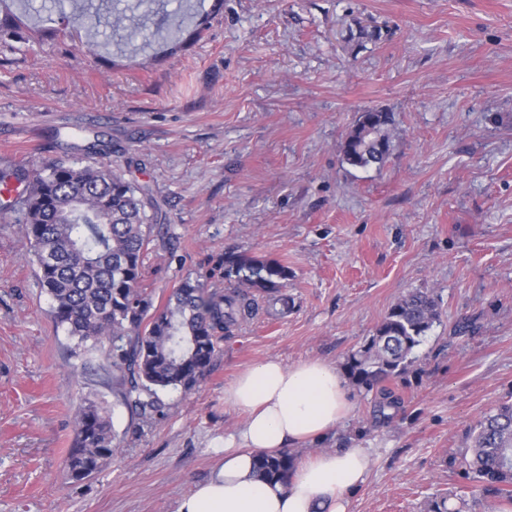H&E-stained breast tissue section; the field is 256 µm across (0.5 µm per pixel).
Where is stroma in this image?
Instances as JSON below:
<instances>
[{
	"instance_id": "obj_1",
	"label": "stroma",
	"mask_w": 512,
	"mask_h": 512,
	"mask_svg": "<svg viewBox=\"0 0 512 512\" xmlns=\"http://www.w3.org/2000/svg\"><path fill=\"white\" fill-rule=\"evenodd\" d=\"M53 0H0L35 28L0 45V161L75 160L102 135L106 162L149 184L155 242L145 285L221 288L224 257L291 272L290 309L232 327L188 396L152 419L117 405L112 371L50 317L18 225L0 218V512H174L214 472L243 420L225 387L274 357L341 366L407 292L441 317L397 405L352 389L353 416L296 448L366 449L348 512H422L458 483L448 467L476 421L512 398V0H70L123 10L137 53L110 31L62 25ZM182 20L180 43L156 37ZM395 115L379 167L343 162L360 112ZM112 407L120 448L67 478L75 414Z\"/></svg>"
}]
</instances>
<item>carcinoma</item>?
I'll list each match as a JSON object with an SVG mask.
<instances>
[{
	"mask_svg": "<svg viewBox=\"0 0 512 512\" xmlns=\"http://www.w3.org/2000/svg\"><path fill=\"white\" fill-rule=\"evenodd\" d=\"M129 20L124 13L98 11L93 27L124 32L131 45ZM25 40L15 19L0 18L1 44ZM393 125L390 112H361L341 145L344 162L355 168L383 165ZM10 176L25 187L8 206L35 257L54 322L78 346L103 350L116 402L140 417L160 412L161 393L187 396L199 387L224 330L252 316L259 301L288 307V266L241 255L224 258V278L234 279L229 287L209 289L187 277L157 305L144 285V257L153 242L145 212L154 204L149 186L127 180L110 164L79 159L38 161L30 171L12 170ZM439 319L433 294L408 292L347 355L344 371L367 392L406 374ZM76 420L67 469L71 478L83 480L112 459L116 433L105 408L94 401L78 407ZM469 440L461 460H449L462 483L433 495L424 512H512V403L478 420ZM294 468L289 451L260 454L254 461L255 476L263 481H283Z\"/></svg>",
	"mask_w": 512,
	"mask_h": 512,
	"instance_id": "1",
	"label": "carcinoma"
}]
</instances>
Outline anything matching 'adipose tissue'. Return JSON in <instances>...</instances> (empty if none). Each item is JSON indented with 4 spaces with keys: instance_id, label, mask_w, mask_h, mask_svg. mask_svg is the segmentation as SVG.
I'll list each match as a JSON object with an SVG mask.
<instances>
[{
    "instance_id": "obj_1",
    "label": "adipose tissue",
    "mask_w": 512,
    "mask_h": 512,
    "mask_svg": "<svg viewBox=\"0 0 512 512\" xmlns=\"http://www.w3.org/2000/svg\"><path fill=\"white\" fill-rule=\"evenodd\" d=\"M224 401L244 420L225 439L212 476L178 500L175 512H348L366 482L370 457L362 448H335L300 464L283 481L255 477L257 454L327 436L355 408L345 377L320 360L294 365L269 358L241 372Z\"/></svg>"
}]
</instances>
